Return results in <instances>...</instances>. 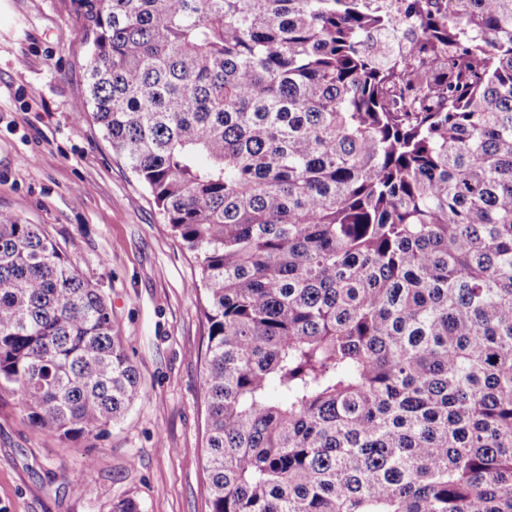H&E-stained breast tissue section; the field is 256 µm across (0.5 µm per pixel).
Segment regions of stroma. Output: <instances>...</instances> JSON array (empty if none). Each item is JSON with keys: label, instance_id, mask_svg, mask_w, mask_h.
<instances>
[{"label": "stroma", "instance_id": "obj_1", "mask_svg": "<svg viewBox=\"0 0 512 512\" xmlns=\"http://www.w3.org/2000/svg\"><path fill=\"white\" fill-rule=\"evenodd\" d=\"M83 0H0V211L42 224L104 295L142 397L96 439L42 435L0 390V512H207L208 323L192 255L113 151L86 94ZM92 477L86 492L72 481Z\"/></svg>", "mask_w": 512, "mask_h": 512}]
</instances>
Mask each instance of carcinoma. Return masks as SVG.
Returning a JSON list of instances; mask_svg holds the SVG:
<instances>
[{
	"instance_id": "carcinoma-1",
	"label": "carcinoma",
	"mask_w": 512,
	"mask_h": 512,
	"mask_svg": "<svg viewBox=\"0 0 512 512\" xmlns=\"http://www.w3.org/2000/svg\"><path fill=\"white\" fill-rule=\"evenodd\" d=\"M90 112L192 251L208 512H512V0H85ZM141 397L99 289L0 212V389Z\"/></svg>"
}]
</instances>
